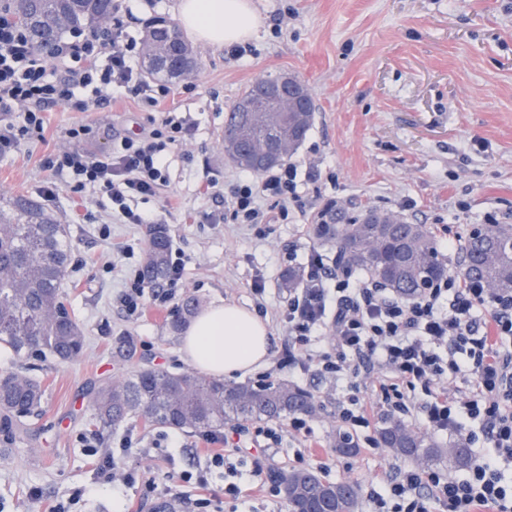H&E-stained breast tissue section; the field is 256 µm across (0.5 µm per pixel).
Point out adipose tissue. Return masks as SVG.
I'll list each match as a JSON object with an SVG mask.
<instances>
[{"mask_svg": "<svg viewBox=\"0 0 512 512\" xmlns=\"http://www.w3.org/2000/svg\"><path fill=\"white\" fill-rule=\"evenodd\" d=\"M179 20L195 40L211 46L244 42L259 25L250 0H180ZM183 350L196 369L219 380L233 379L267 362L270 340L265 323L253 313L218 304L195 317Z\"/></svg>", "mask_w": 512, "mask_h": 512, "instance_id": "obj_1", "label": "adipose tissue"}]
</instances>
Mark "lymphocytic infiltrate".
<instances>
[{
	"label": "lymphocytic infiltrate",
	"mask_w": 512,
	"mask_h": 512,
	"mask_svg": "<svg viewBox=\"0 0 512 512\" xmlns=\"http://www.w3.org/2000/svg\"><path fill=\"white\" fill-rule=\"evenodd\" d=\"M119 89L151 107L169 92L167 84L143 79L137 58L111 27L72 35L47 54L35 48L0 0V155L43 141L49 106L85 112ZM189 132L183 117L168 112L144 136L118 138L110 151L92 156L77 147L90 133L78 125L68 131L74 148L48 156L45 164L69 174L72 192L99 187L123 223L149 224L152 216L130 202L167 186L166 154ZM296 178V165L286 163L234 184L228 201L233 221L270 223L272 204L295 194ZM168 265L158 289L148 290L138 279L122 294L129 314H138L145 298L173 296L182 252ZM301 269L302 286L289 293L281 313L287 341L278 366L298 377L312 371L345 382L336 418L349 434L370 424L361 387L377 371L376 403L386 415H410L436 433H464V419H476L494 448L475 454L461 478L396 467L383 494L371 498L376 512H431L435 503L445 512H476L481 506L512 512V482L500 470L501 462H512V292L448 275L417 297L402 299L373 280L350 283L348 271L330 268L316 251ZM459 377L471 384L467 396L446 388Z\"/></svg>",
	"instance_id": "lymphocytic-infiltrate-1"
}]
</instances>
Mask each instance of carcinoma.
<instances>
[{
	"mask_svg": "<svg viewBox=\"0 0 512 512\" xmlns=\"http://www.w3.org/2000/svg\"><path fill=\"white\" fill-rule=\"evenodd\" d=\"M14 17L43 49L64 32L55 19H69V30L90 29L112 17L114 0H12ZM155 35L177 48L185 46L179 27L159 19ZM379 223L364 216L349 218L330 204L315 225L318 237L336 244L342 266L364 271L403 298L417 296L448 268L430 228L410 224L392 212H377ZM170 238L165 229L148 227L143 278L152 284L168 273ZM73 245L66 225L33 197L16 195L0 206V344L15 355L37 352L59 362L76 360L85 352L83 328L70 312L61 281L71 261ZM464 279L501 291L512 290V225L486 224L469 234L460 261ZM198 299L188 296L168 323L170 340L186 328L199 310ZM112 353L122 362L137 358L132 336H118ZM40 380L23 369L0 374V426L15 432L22 418L37 412L43 401ZM314 396L287 381L226 385L193 371L140 367L95 391L90 425L109 432L130 418L148 425L187 432H217L226 424L286 419L313 414ZM379 443L395 458L414 460L425 467L448 458L456 466L469 463L463 443L438 447L426 434L398 418L383 420ZM288 512H355L356 483L329 482L308 469H291L280 476Z\"/></svg>",
	"mask_w": 512,
	"mask_h": 512,
	"instance_id": "obj_1",
	"label": "carcinoma"
}]
</instances>
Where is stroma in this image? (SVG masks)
Returning a JSON list of instances; mask_svg holds the SVG:
<instances>
[{"label":"stroma","instance_id":"1","mask_svg":"<svg viewBox=\"0 0 512 512\" xmlns=\"http://www.w3.org/2000/svg\"><path fill=\"white\" fill-rule=\"evenodd\" d=\"M115 2L112 19L138 56L152 18L179 19V0ZM252 3L260 25L250 39L234 47L194 44L199 70L191 90L174 83L155 109L121 91L88 112L51 106L44 141L0 157V198L41 199L69 226L74 250L63 290L86 336L84 355L66 363L0 349V374L25 367L45 390L41 415L24 420L26 437L0 430V512H51L71 498L72 512H154L155 504L192 494L222 499L224 512H287L283 497L270 496L249 476L267 465L279 473L303 468L327 481L356 482V512H370V494L382 492L397 464L390 449L370 445L382 425L379 413L360 429L357 453H336L342 426L335 402L344 388L328 377L302 383L319 403L308 417L311 434L283 431L271 457L207 441L201 433L146 428L135 418L107 433L88 425L92 391L131 370L113 357L114 337L135 336L142 364L189 370L182 342L168 340L167 323L183 297L193 295L205 308L224 302L252 310L258 275L266 286L262 320L272 355L264 370L272 380L287 379L275 362L286 337L283 255L291 247L302 257L313 248L334 252L312 231L327 204L399 214L430 227L441 245L463 243L479 224L512 225V0ZM280 72L298 76L316 106L314 124L292 157L298 196L277 223L236 224L224 197L243 170L224 155V115L248 85ZM157 110L183 113L194 128L167 156L169 187L134 205L167 228L185 265L172 301H147L131 317L119 296L143 263L144 226L113 217L98 189L71 192L67 174L46 169L44 160L70 147L71 127L88 126L84 147L99 154L113 139L148 131ZM311 169L316 179H307ZM130 245L135 252L129 256ZM124 438L131 441L127 479L111 484L101 477V464ZM219 450L237 464L238 476L210 470L202 489L180 481L181 473L209 470V457ZM168 474L177 476L176 486L164 485ZM152 482L153 492L147 489ZM231 482L240 486L239 498L225 495Z\"/></svg>","mask_w":512,"mask_h":512}]
</instances>
